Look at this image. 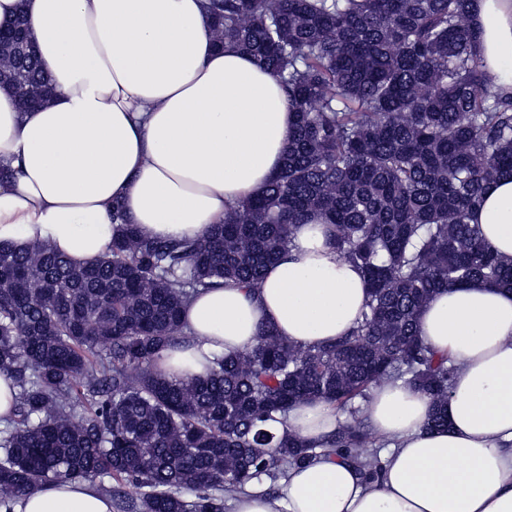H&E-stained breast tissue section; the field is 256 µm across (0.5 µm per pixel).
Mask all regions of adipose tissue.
Returning a JSON list of instances; mask_svg holds the SVG:
<instances>
[{
  "mask_svg": "<svg viewBox=\"0 0 512 512\" xmlns=\"http://www.w3.org/2000/svg\"><path fill=\"white\" fill-rule=\"evenodd\" d=\"M205 0H0L24 10L39 64L56 87L20 111L0 88V241L50 242L77 264L111 247L113 205L153 239L204 237L281 168L294 114L279 79L234 48H216ZM477 60L512 91V0H470ZM487 246L512 259V180L488 185L474 212ZM367 281L329 244L325 224L294 230L260 288H209L185 307L195 341L163 353L172 379L204 374L215 355L253 347L265 326L300 347L357 327ZM418 331L455 371L448 425L427 429L432 399L404 384L375 388L363 413L388 440L374 476L325 452L289 469L278 492L255 480L233 512H512V291L481 282L434 296ZM341 414L324 400L283 426L325 444ZM14 512H112L88 482L51 483Z\"/></svg>",
  "mask_w": 512,
  "mask_h": 512,
  "instance_id": "1",
  "label": "adipose tissue"
}]
</instances>
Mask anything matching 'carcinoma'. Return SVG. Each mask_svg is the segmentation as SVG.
I'll return each instance as SVG.
<instances>
[{
    "mask_svg": "<svg viewBox=\"0 0 512 512\" xmlns=\"http://www.w3.org/2000/svg\"><path fill=\"white\" fill-rule=\"evenodd\" d=\"M467 2L208 0L217 45L256 59L288 93L284 164L200 240L151 239L116 207L112 246L93 264L44 241L0 242V373L18 388L0 419L5 512L77 479L122 512H224L252 479L317 456L271 426L315 399L355 420L326 450L372 474L380 461L363 452L372 432L356 401L398 381L432 397L427 428L448 425L454 364L425 346L418 316L463 284L512 290V261L471 223L483 189L512 179V94L478 65ZM24 30L20 14L0 23V87L23 110L52 96ZM315 216L367 278L360 325L317 348L266 326L204 375H163L162 353L189 344L184 304L229 282L257 289Z\"/></svg>",
    "mask_w": 512,
    "mask_h": 512,
    "instance_id": "obj_1",
    "label": "carcinoma"
}]
</instances>
